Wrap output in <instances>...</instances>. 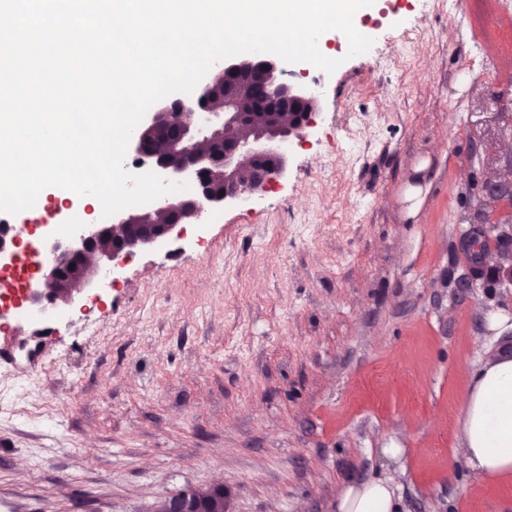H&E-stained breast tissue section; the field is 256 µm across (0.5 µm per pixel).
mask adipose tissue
<instances>
[{
	"mask_svg": "<svg viewBox=\"0 0 512 512\" xmlns=\"http://www.w3.org/2000/svg\"><path fill=\"white\" fill-rule=\"evenodd\" d=\"M460 454L477 478L512 480V356L498 353L461 395ZM394 490L383 480L340 488L338 512H392Z\"/></svg>",
	"mask_w": 512,
	"mask_h": 512,
	"instance_id": "adipose-tissue-1",
	"label": "adipose tissue"
}]
</instances>
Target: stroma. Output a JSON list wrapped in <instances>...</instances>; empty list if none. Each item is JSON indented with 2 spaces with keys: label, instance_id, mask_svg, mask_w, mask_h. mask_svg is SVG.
Returning <instances> with one entry per match:
<instances>
[{
  "label": "stroma",
  "instance_id": "stroma-1",
  "mask_svg": "<svg viewBox=\"0 0 512 512\" xmlns=\"http://www.w3.org/2000/svg\"><path fill=\"white\" fill-rule=\"evenodd\" d=\"M356 28L372 48L333 73L282 63L318 108L266 189L133 249L61 314L0 312V512H156L216 483L230 512H337L377 479L395 512H512V482L457 453L461 392L512 351V284L488 263L457 286L512 144V0H399ZM87 206L47 188L11 217L18 254ZM474 229L476 227H473ZM472 230L468 234H466L465 237H463L462 240V247L464 251H466L471 260V272L469 273V277H466L462 279L459 282V288H472L474 281L482 278V269H481V262L479 258H481L480 253L484 251V249L481 248L482 242L484 240H480L478 237H475L474 235L476 233L483 234V238H485V235L483 231L480 228H476V230Z\"/></svg>",
  "mask_w": 512,
  "mask_h": 512
}]
</instances>
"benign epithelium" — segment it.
<instances>
[{"instance_id": "benign-epithelium-1", "label": "benign epithelium", "mask_w": 512, "mask_h": 512, "mask_svg": "<svg viewBox=\"0 0 512 512\" xmlns=\"http://www.w3.org/2000/svg\"><path fill=\"white\" fill-rule=\"evenodd\" d=\"M280 74L275 61L261 56L229 63L212 74L197 99H177L174 108L146 113L131 138L134 156L144 165L154 161L169 178L190 174L193 191L167 194L155 208H132L110 224H78L72 238L52 240L55 260L42 280L28 283L26 302L41 314L69 306L96 283L101 267L117 265L134 248L163 242L210 203L244 199L266 188L285 167L287 145L304 138L315 115L314 98L279 81ZM257 83L264 86L265 104L252 95ZM485 191L511 204L512 165ZM477 233L482 230L462 240L471 272L459 282L461 288L482 278ZM230 496L222 484L205 495L188 486L165 498L160 512H229Z\"/></svg>"}]
</instances>
